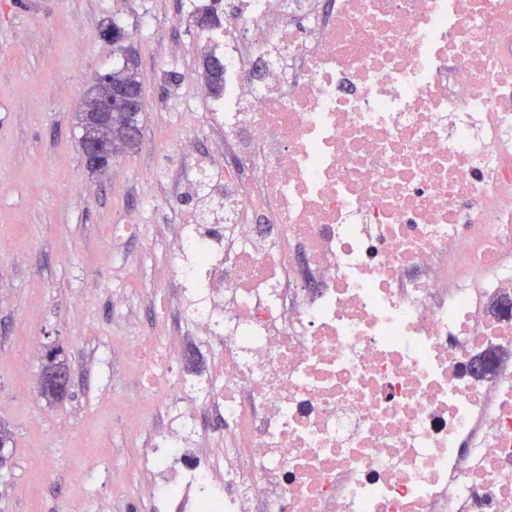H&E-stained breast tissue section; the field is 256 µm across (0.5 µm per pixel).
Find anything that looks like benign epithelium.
I'll return each mask as SVG.
<instances>
[{"mask_svg": "<svg viewBox=\"0 0 512 512\" xmlns=\"http://www.w3.org/2000/svg\"><path fill=\"white\" fill-rule=\"evenodd\" d=\"M140 109V98L137 87H132L127 92L114 98L104 95L97 97L95 104L86 112L79 114L83 121L84 141L83 154L86 166L92 171L100 170V162L103 158L115 156V145L112 144V135L109 129L115 119L127 123L129 134L125 145L134 143L137 137V128L133 127L131 118ZM74 370L68 363H63L39 375L38 387L42 397L51 395L53 389H67L71 386Z\"/></svg>", "mask_w": 512, "mask_h": 512, "instance_id": "benign-epithelium-1", "label": "benign epithelium"}]
</instances>
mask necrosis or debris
I'll return each instance as SVG.
<instances>
[{"mask_svg":"<svg viewBox=\"0 0 512 512\" xmlns=\"http://www.w3.org/2000/svg\"><path fill=\"white\" fill-rule=\"evenodd\" d=\"M195 37L224 94L170 141L207 221L175 217L162 332L122 343L123 427L156 419L131 491L512 512V0H226ZM213 62H218L219 65L214 67ZM204 66V78L211 94H213L214 96H219L223 94L224 59L212 53L205 54Z\"/></svg>","mask_w":512,"mask_h":512,"instance_id":"necrosis-or-debris-1","label":"necrosis or debris"}]
</instances>
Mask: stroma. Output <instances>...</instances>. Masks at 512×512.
Returning a JSON list of instances; mask_svg holds the SVG:
<instances>
[{"label":"stroma","instance_id":"stroma-1","mask_svg":"<svg viewBox=\"0 0 512 512\" xmlns=\"http://www.w3.org/2000/svg\"><path fill=\"white\" fill-rule=\"evenodd\" d=\"M177 0H12L0 7V423L12 432L11 456L0 468V512H53L58 496L89 483L94 499L124 493V483H95L82 443L98 419L97 395H122L135 374L113 381L123 366L113 341L123 333L150 332L149 301L167 287L168 242L175 225L161 212L193 211L195 201L165 193L139 179L147 165L163 173L183 169L168 139L183 106L205 112L192 80L203 72L193 20L177 29L142 26L161 20ZM124 26L137 53L144 89L138 144L121 151L104 173L90 172L78 143L77 114L98 73L112 65L111 41L102 32ZM83 55L72 51L74 39ZM116 224L139 234L113 241ZM125 288L113 307V289ZM90 328L78 335L73 323ZM38 337L34 351L22 337ZM59 346L75 370L66 399L51 406L36 396L45 348ZM32 390L24 398L22 389Z\"/></svg>","mask_w":512,"mask_h":512}]
</instances>
